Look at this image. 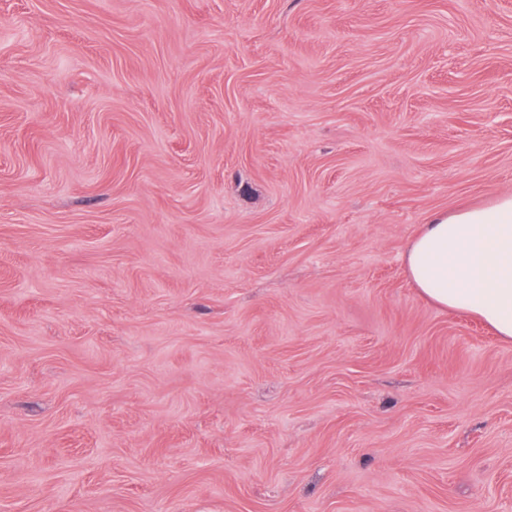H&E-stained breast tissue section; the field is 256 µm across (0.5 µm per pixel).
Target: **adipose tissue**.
<instances>
[{
  "label": "adipose tissue",
  "mask_w": 512,
  "mask_h": 512,
  "mask_svg": "<svg viewBox=\"0 0 512 512\" xmlns=\"http://www.w3.org/2000/svg\"><path fill=\"white\" fill-rule=\"evenodd\" d=\"M406 263L426 298L512 339V195L432 215L409 242Z\"/></svg>",
  "instance_id": "adipose-tissue-1"
}]
</instances>
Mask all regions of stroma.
<instances>
[{"label":"stroma","mask_w":512,"mask_h":512,"mask_svg":"<svg viewBox=\"0 0 512 512\" xmlns=\"http://www.w3.org/2000/svg\"><path fill=\"white\" fill-rule=\"evenodd\" d=\"M504 194L512 0H0V512H512ZM406 263L426 298L512 339V195L432 215L409 242Z\"/></svg>","instance_id":"1"}]
</instances>
